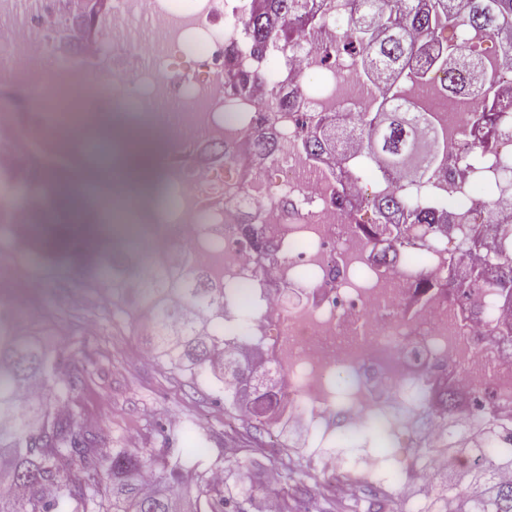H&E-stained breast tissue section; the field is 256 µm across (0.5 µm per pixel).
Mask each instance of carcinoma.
Wrapping results in <instances>:
<instances>
[{
    "instance_id": "1",
    "label": "carcinoma",
    "mask_w": 512,
    "mask_h": 512,
    "mask_svg": "<svg viewBox=\"0 0 512 512\" xmlns=\"http://www.w3.org/2000/svg\"><path fill=\"white\" fill-rule=\"evenodd\" d=\"M325 17L317 0H257L245 34L260 54L269 45L288 43L294 21L309 26L311 35ZM448 27L489 36L503 55L512 56V0H395L393 4L352 0L348 27L329 47L335 57L350 56L359 78L376 92V109L348 132L384 162L385 175L394 179L392 189L374 201L378 223L390 235L393 252L402 241L392 225L416 228L442 223L435 198L412 206L406 187L415 179H437L444 132L432 113L398 99L400 81L425 79V72L413 68L418 60L447 73L450 89L476 99L478 107L467 118L472 128L482 127L489 112L503 106L499 82L477 87L468 78L469 66L478 60L476 45L442 44L439 34ZM348 132L323 119L316 135L301 140V150L316 157ZM59 148L61 156L46 161L31 177L33 223L23 225L24 238L14 241L18 254L26 258L37 251L53 257V264L41 269L53 281L73 278L84 288L98 282L107 285L115 314L141 317L140 337L149 351L193 379L210 371L220 383L224 403L236 408L253 401L255 432L270 433L262 412L277 403L271 369L241 361L239 337L224 334V306L234 303V296L224 293V283L195 263L187 247L162 252L130 245L121 249L109 246L104 236L96 237L87 224L60 222L58 184L75 170L82 155L62 143ZM256 148L271 155L280 143L261 132L256 135ZM162 171V156L149 150L144 164L125 172L123 198L138 199ZM134 276L141 278L142 287H127V279ZM81 383L78 366L59 376L56 356L21 335L15 313L0 306V512L85 510L94 501L102 471L112 480V512H174L184 494L179 481L182 464L176 461L157 468L152 455H134L125 448L112 449L110 456L100 454L98 434L61 412ZM477 432L476 439L454 437L445 447L468 455L482 443L504 452L468 468L461 481L465 491L458 492L453 485L439 493L438 512H512V484L502 485L495 477L498 470L512 468V423L489 413ZM74 456L83 464L81 479L63 469V461ZM49 486L56 491L52 498L46 495ZM257 491L250 483L231 494L224 491V484L212 481L200 493H220L222 512H248Z\"/></svg>"
}]
</instances>
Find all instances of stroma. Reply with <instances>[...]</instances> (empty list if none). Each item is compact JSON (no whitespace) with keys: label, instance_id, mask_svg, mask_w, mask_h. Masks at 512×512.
Listing matches in <instances>:
<instances>
[{"label":"stroma","instance_id":"35a3bbf8","mask_svg":"<svg viewBox=\"0 0 512 512\" xmlns=\"http://www.w3.org/2000/svg\"><path fill=\"white\" fill-rule=\"evenodd\" d=\"M107 288H59L46 282L36 300L39 315L23 319L22 332L35 336L59 358L58 372L72 365L85 369L82 387L67 398L64 411L99 430L105 449L125 448L137 454L149 448L156 465L185 461L182 483L186 494L181 512H212L214 500L199 495L212 475L222 470L228 456L243 461L234 481L259 485L256 503L267 494V471L278 467L282 482L273 493L285 497L303 490L308 512H360L357 498L332 497L311 463L289 453L285 457L260 451L250 422L225 405L222 394L206 382L191 384L187 375L158 358L142 360L144 349L133 316H113L104 298ZM192 427L204 448L189 454L179 439Z\"/></svg>","mask_w":512,"mask_h":512}]
</instances>
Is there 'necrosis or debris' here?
<instances>
[{"mask_svg": "<svg viewBox=\"0 0 512 512\" xmlns=\"http://www.w3.org/2000/svg\"><path fill=\"white\" fill-rule=\"evenodd\" d=\"M347 3L330 0L321 34L259 58L238 0H101L103 25L73 0H0V222L29 223L22 180L52 155L71 118L93 127L113 114L159 130L180 190L169 222L149 224L147 242L190 247L258 313L266 332L242 347L280 373L272 420L310 431L305 452L336 495L366 482L395 492L407 512H434L448 458L406 460L404 437L417 431L437 446L448 418L463 431L489 407L512 419V287L498 285L501 260L512 254V205L472 223L491 210L470 163L480 133L465 117L475 104L450 93L444 76L405 80L400 98L438 113L445 131L448 221L422 243L405 232L393 266L380 263L376 229L360 216L388 181L354 167V144L341 156L299 154L318 119L354 122L373 107L350 58H326L333 22L349 19ZM61 26L79 34L65 48L52 38ZM166 50L191 62L184 82L169 80ZM104 55L107 71L94 66ZM242 74L251 77L243 117L228 124L222 114ZM285 91L288 109L270 112ZM124 95L138 96L136 114L120 107ZM268 127L281 148L261 160L253 139ZM476 270L483 287L457 291ZM291 287L303 295L295 307L283 300ZM451 389L468 398L453 412L444 402ZM340 421L375 429L383 450L357 443L354 465H343Z\"/></svg>", "mask_w": 512, "mask_h": 512, "instance_id": "1", "label": "necrosis or debris"}]
</instances>
